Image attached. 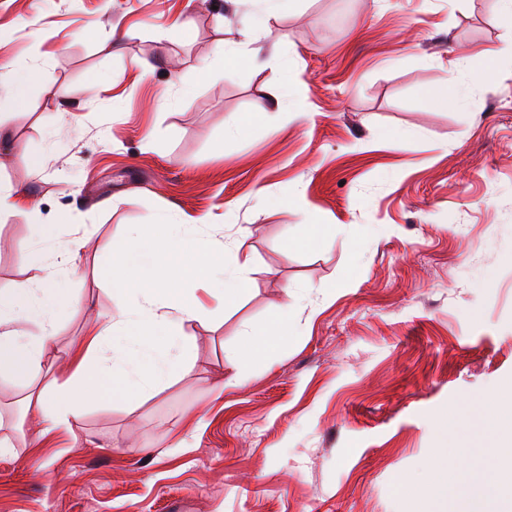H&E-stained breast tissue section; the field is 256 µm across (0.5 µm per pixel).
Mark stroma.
Listing matches in <instances>:
<instances>
[{
    "label": "stroma",
    "mask_w": 512,
    "mask_h": 512,
    "mask_svg": "<svg viewBox=\"0 0 512 512\" xmlns=\"http://www.w3.org/2000/svg\"><path fill=\"white\" fill-rule=\"evenodd\" d=\"M246 27L285 59L226 67ZM511 36L495 0L268 19L257 0H0V65L37 70L0 108V290L50 275L32 225L85 240L55 349L108 318L134 225L202 219L199 245L253 260L231 306L198 282L190 368L141 396L102 386L69 432L41 437L0 379V512H463L486 488L512 512V62L492 56ZM462 58L488 67L467 105L431 104ZM308 224L323 235L288 248ZM247 325L279 342L264 364L243 359Z\"/></svg>",
    "instance_id": "1"
}]
</instances>
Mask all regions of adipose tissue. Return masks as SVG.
<instances>
[{
    "mask_svg": "<svg viewBox=\"0 0 512 512\" xmlns=\"http://www.w3.org/2000/svg\"><path fill=\"white\" fill-rule=\"evenodd\" d=\"M485 73V67L472 62L454 63L448 89L431 93V102L465 104L471 84ZM129 237L135 249L150 254L151 263L124 251L118 254L110 272L116 315L108 323H93L87 358L48 385L34 386L33 375L55 365L51 344L56 319L63 309L76 306V299L53 285L29 280L0 291V377L28 385L24 404L37 417L40 434L71 430L87 397L103 381H111L116 391L143 392L177 378L188 362V339L182 336L181 326L205 315L191 297V283L204 275H221L220 301L227 305L244 291L251 260L236 247L189 249L187 233L180 225L168 223L162 235L135 226ZM159 333L168 338L161 348L150 342Z\"/></svg>",
    "mask_w": 512,
    "mask_h": 512,
    "instance_id": "obj_1",
    "label": "adipose tissue"
}]
</instances>
